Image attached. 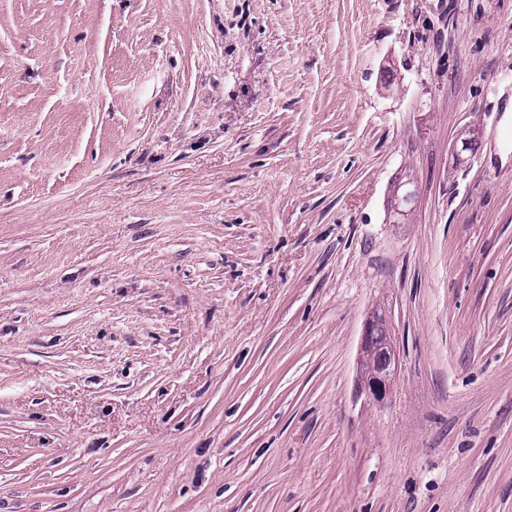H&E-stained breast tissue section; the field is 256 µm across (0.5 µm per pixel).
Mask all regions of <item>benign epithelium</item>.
Returning a JSON list of instances; mask_svg holds the SVG:
<instances>
[{
  "mask_svg": "<svg viewBox=\"0 0 512 512\" xmlns=\"http://www.w3.org/2000/svg\"><path fill=\"white\" fill-rule=\"evenodd\" d=\"M384 316L373 311L365 320L361 340L362 355L369 356L371 365L361 377V389L378 404L384 403L391 394L398 369V359L391 336L377 335Z\"/></svg>",
  "mask_w": 512,
  "mask_h": 512,
  "instance_id": "obj_1",
  "label": "benign epithelium"
}]
</instances>
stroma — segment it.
I'll return each instance as SVG.
<instances>
[{
    "instance_id": "1",
    "label": "stroma",
    "mask_w": 512,
    "mask_h": 512,
    "mask_svg": "<svg viewBox=\"0 0 512 512\" xmlns=\"http://www.w3.org/2000/svg\"><path fill=\"white\" fill-rule=\"evenodd\" d=\"M0 512H512V0H0ZM385 317L377 310L365 320L361 340L362 363L370 357V368L361 377V389L378 404H383L391 394L398 369V359L391 336H377V327Z\"/></svg>"
}]
</instances>
